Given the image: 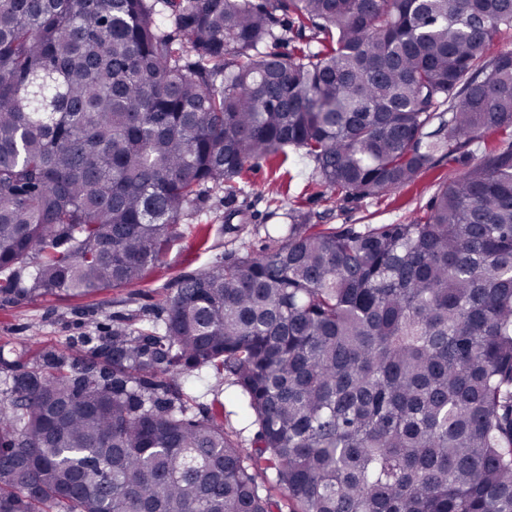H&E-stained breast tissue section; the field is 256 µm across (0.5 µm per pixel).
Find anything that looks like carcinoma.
<instances>
[{
  "instance_id": "carcinoma-1",
  "label": "carcinoma",
  "mask_w": 512,
  "mask_h": 512,
  "mask_svg": "<svg viewBox=\"0 0 512 512\" xmlns=\"http://www.w3.org/2000/svg\"><path fill=\"white\" fill-rule=\"evenodd\" d=\"M510 31L512 0H0V293L138 284L288 148L350 199L512 136ZM288 219L19 369L0 512H512V141L408 224ZM207 367L255 448L188 415L171 381Z\"/></svg>"
}]
</instances>
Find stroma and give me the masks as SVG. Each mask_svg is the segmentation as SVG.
<instances>
[{
  "label": "stroma",
  "instance_id": "stroma-1",
  "mask_svg": "<svg viewBox=\"0 0 512 512\" xmlns=\"http://www.w3.org/2000/svg\"><path fill=\"white\" fill-rule=\"evenodd\" d=\"M504 146L501 134H486L473 153L454 160L436 158L414 183L379 198H329L313 163L293 151L251 163L242 175L246 194L228 200L223 191H209L199 212L182 221L177 241L137 286L84 297L0 294V358L29 366L48 351L68 347L88 353L111 336L116 323L136 327L144 313L159 312L178 276L204 269L242 245L256 255L274 246L292 209L307 213L314 223L337 228L406 223L427 212L449 171L465 169ZM181 388L193 397L198 415L222 416L225 432L243 447L251 446L255 430L240 416L231 399L233 388L223 375L211 369Z\"/></svg>",
  "mask_w": 512,
  "mask_h": 512
}]
</instances>
